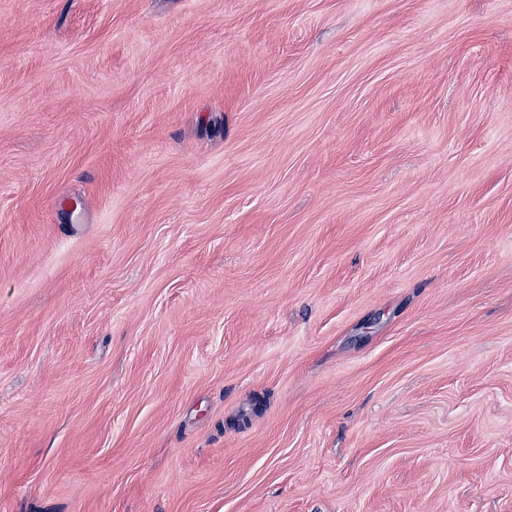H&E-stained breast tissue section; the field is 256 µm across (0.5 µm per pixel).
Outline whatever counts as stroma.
<instances>
[{
    "mask_svg": "<svg viewBox=\"0 0 512 512\" xmlns=\"http://www.w3.org/2000/svg\"><path fill=\"white\" fill-rule=\"evenodd\" d=\"M0 512H512V0H0Z\"/></svg>",
    "mask_w": 512,
    "mask_h": 512,
    "instance_id": "35a3bbf8",
    "label": "stroma"
}]
</instances>
